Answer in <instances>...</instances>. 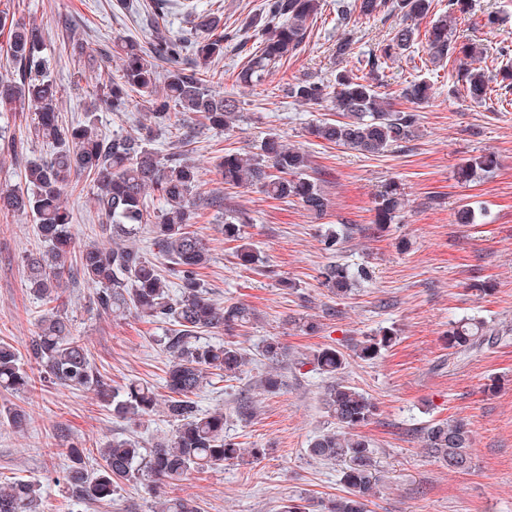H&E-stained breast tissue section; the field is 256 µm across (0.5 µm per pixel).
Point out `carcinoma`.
<instances>
[{
	"label": "carcinoma",
	"instance_id": "1",
	"mask_svg": "<svg viewBox=\"0 0 512 512\" xmlns=\"http://www.w3.org/2000/svg\"><path fill=\"white\" fill-rule=\"evenodd\" d=\"M359 12L371 16L385 9L402 14V23L367 59V72L357 75L343 69L332 83L313 77L298 79L286 87V96L308 107L332 104L340 119L321 121L311 134L329 144L344 146L363 154H381L410 141L417 129L416 110L401 111L377 90L389 61L414 47L424 37L429 62L438 64L454 55L467 59L460 77L473 101L487 97L489 79L477 67L483 50L475 42L458 43L453 29L456 14L470 13V0H448V13L431 22L420 33V21L427 18L432 0H357ZM322 9V0H266L262 12L248 25L260 36V46L237 72L235 83L244 89L261 84L269 71L294 55L305 42L309 21ZM187 15L191 37L158 35L144 47L133 40L115 43L120 61L119 77L97 65L102 53L88 43L74 39L68 44L70 56L87 59L94 73V104L76 124L60 116L58 90L44 54L45 31L41 24L10 23L0 11V27H9L7 53L17 67L11 77L0 78V110L33 113L34 132L50 149L49 157L30 162L21 178L24 186L0 191V213L25 214L33 218L44 251L26 258L27 286L37 297L59 299L63 279L70 271L81 274L92 288L97 308L104 314L135 312L167 324L158 342L168 355L165 371L167 398L160 400L154 388L132 380L120 389L106 383L91 363L87 345L73 334L69 316L59 310L45 314L31 337L28 355L51 385L72 390H93L121 420H140L164 404L175 424L169 438L143 452L139 442L114 438L98 449L101 463L87 468L82 449H70V465L63 481L70 497L84 503L109 502L119 481L144 480L152 492L182 481L188 475L224 466L241 455L240 449L224 437V412H202L196 402L211 375L236 377L249 364L245 350L231 340L213 343L204 333L222 329L230 334L248 323L252 313L242 303L219 306L204 288L202 271L211 262L208 241L189 229L193 219L192 192L199 183L197 168L183 153L161 159L148 147V140L121 132L110 135L98 127L97 110L122 112L130 93L140 95L141 106L159 122L180 132L183 146L190 145L191 131L186 117L193 116L208 128L226 135L239 121V100L212 89V66L224 56V45L235 33L224 30L221 17L211 11L198 12L189 5ZM191 52L189 66H181L183 53ZM170 63L163 85H157L156 61ZM432 93L424 79L406 82L401 96L421 105ZM496 158L485 154L463 163L458 177L470 181L496 167ZM224 184L255 186L274 200L297 199L310 214L321 217L329 206L321 172L310 155L269 133L259 151L249 157L224 153L219 163ZM82 178L93 183V203L101 228L112 238V246L95 243L75 247L72 216L63 196ZM155 194L164 207L150 208L148 196ZM404 206L402 194L390 185L375 206V223L390 224ZM250 218L242 211L224 212V240L236 241L239 265L258 261L252 245L244 241L241 225ZM148 230L157 253L169 264L162 269L136 245L142 230ZM345 239L335 230L321 235L323 250L334 254ZM321 284L338 297L349 295L360 282L372 278L368 266L351 267L331 263L320 271ZM494 329L478 318H465L448 325V347L466 350ZM396 339L391 330L367 336L355 343L353 351L363 361L375 359ZM258 355L272 364L285 356L283 344L269 337L258 347ZM314 370L331 377L344 370L345 355L326 348L311 355ZM34 379L23 369L16 349L0 342V389L25 391ZM324 405L336 420V430L312 439L307 453L322 461L342 464L346 494L324 505L325 512H370L375 494L374 453L357 429L376 415L375 403L356 388L335 382L324 393ZM426 453L450 470H464L469 463V430L462 422L431 423L423 429ZM41 488L31 482L0 483V512H41ZM161 512H198L193 501L169 498L161 501Z\"/></svg>",
	"mask_w": 512,
	"mask_h": 512
}]
</instances>
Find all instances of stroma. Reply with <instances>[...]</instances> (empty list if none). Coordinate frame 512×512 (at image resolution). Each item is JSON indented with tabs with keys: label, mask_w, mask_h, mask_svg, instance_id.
Instances as JSON below:
<instances>
[{
	"label": "stroma",
	"mask_w": 512,
	"mask_h": 512,
	"mask_svg": "<svg viewBox=\"0 0 512 512\" xmlns=\"http://www.w3.org/2000/svg\"><path fill=\"white\" fill-rule=\"evenodd\" d=\"M473 13L459 18L458 34L482 44L480 66L491 92L483 102L466 97L458 82L459 62L422 65L426 45L416 42L413 57L390 61L379 88L395 109H407L400 89L417 74L433 86L420 105L418 129L405 147L364 155L327 144L309 134L310 126L334 117L331 105L310 108L285 97L288 82L313 76L334 81L339 70L363 68L399 26L398 12L342 19L338 0H323L301 50L272 69L263 84L238 94L241 119L232 135L194 126L195 141L185 155L202 171L193 192L192 228L208 240L212 261L203 283L217 303H243L254 312L234 339L254 358L237 377L202 389V410L223 411L224 434L241 448V458L219 469L195 473L170 485L167 496L192 500L200 512H281L301 500L306 512L345 493L339 465L307 456L315 435L332 430L335 420L323 404L328 378L304 359L333 347L347 358L341 374L377 405V413L360 433L371 444L380 480L371 512H512V90L497 75L505 62L503 46L512 47V0H473ZM200 8L222 15L237 41L225 45L214 69L222 78L219 92L233 90L235 76L259 38L248 28L265 0H197ZM11 16L45 26L50 71L62 92L61 115L81 121L91 82L84 62L70 57V39L90 47L119 40L148 44L156 30L172 36L184 32L181 15L158 13L154 0H7ZM498 21L482 26L487 14ZM346 38L351 50L336 58V42ZM103 132L134 136L152 128L150 145L161 155L178 151L170 129L156 128L137 103L123 112L99 110ZM7 135L21 139L26 153H0V191L21 186L27 162L48 156L25 114L0 115ZM276 133L305 149L326 180L330 200L326 215L307 213L292 199L273 200L255 187L226 188L218 173L225 151L255 152L261 140ZM495 154L498 165L486 176L463 182L456 171L474 157ZM397 183L405 206L393 223L375 224L381 190ZM92 184L80 182L64 197L73 214L77 243L102 240L91 202ZM469 205L475 221L461 224L457 210ZM246 211L251 224L243 235L258 260L238 265L224 242V213ZM352 225L353 231L334 259L371 266L373 275L350 295L339 298L323 287L319 272L332 257L319 241L322 227ZM31 218L0 214V340L21 354L31 368L27 346L48 305L26 286L25 258L44 250ZM491 282L490 292L474 290ZM62 300L74 319L75 333L88 345L93 366L112 387L138 380L162 390L168 359L157 343L163 324L135 314L105 315L92 290L79 276H69ZM466 316L493 322L501 333L489 344L456 351L448 346V324ZM315 319L318 332L305 333L303 321ZM394 329L396 341L372 361L357 358L352 345L363 336ZM269 336L279 337L287 355L277 365L256 356ZM276 373L280 387L266 393L258 380ZM256 406L253 416L238 414L242 398ZM24 409L28 421L18 430L0 420V482L17 478L40 484L44 512H70V500L57 478L69 462L71 446L89 458L115 437H135L143 447L170 435L174 424L163 411L132 425L114 418L89 390L34 384L17 394L0 391V410ZM462 420L472 444L470 469L459 473L429 457L421 429L434 422ZM154 495L137 481L119 482L109 504H92L82 512H158Z\"/></svg>",
	"instance_id": "1"
}]
</instances>
